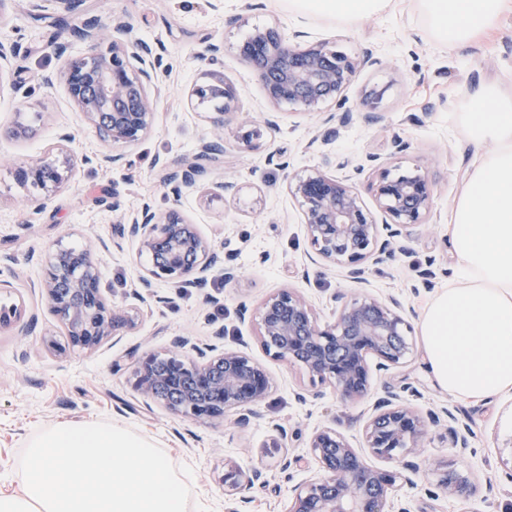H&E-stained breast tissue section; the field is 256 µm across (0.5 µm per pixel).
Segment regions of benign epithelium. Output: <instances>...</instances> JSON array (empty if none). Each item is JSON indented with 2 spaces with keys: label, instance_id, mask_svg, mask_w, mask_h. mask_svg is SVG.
I'll return each instance as SVG.
<instances>
[{
  "label": "benign epithelium",
  "instance_id": "obj_1",
  "mask_svg": "<svg viewBox=\"0 0 512 512\" xmlns=\"http://www.w3.org/2000/svg\"><path fill=\"white\" fill-rule=\"evenodd\" d=\"M43 1L60 14H70L79 5V0H30L35 9L42 8ZM113 31L118 37L112 39V48L106 54L99 53L92 43L102 35V28L94 22L86 23L83 35L91 43L89 51L66 60L58 78L76 109L105 141L132 145L144 138L154 124L151 88L155 59L151 47L133 37L130 28L118 23ZM237 50L254 66L272 106L297 105L307 112H318L326 103L341 97L358 71L378 63L369 49L351 58L325 44L301 47L286 41L275 26L256 30ZM189 98L220 100L222 105L213 119L212 136L203 144L197 160L183 163L181 174L174 175L183 185L195 183L203 174L201 160L223 153L224 115L234 109L236 92L223 76L215 75L211 82L193 87ZM326 164L334 166L335 173L316 169L291 174L288 189L302 206L317 259L327 266L345 265L348 279L362 283L365 262L380 264L397 250L407 252L406 242L414 229L433 210L434 191L428 178L418 171L394 177L383 172L375 188L379 208L389 218L385 222L386 237L382 238L355 188V176L363 168L352 167L349 161L338 158L328 159ZM18 178L44 189L62 180L56 166L42 160L21 167ZM117 225L122 234L137 240L140 252L152 257V266L140 279L147 293H138L146 305L161 301L148 291L153 279L167 280L179 289L196 288L219 266L224 270V281L235 277L234 267L221 265L211 242L175 208L156 212L145 206L121 216ZM43 288L74 348L92 351L107 338L118 335L119 330H131L136 325L134 313L105 296L95 246L78 253L57 249ZM336 300L341 302L336 322L323 328L302 296L291 289H281L260 306L258 336L273 357L299 365L311 381L328 383L341 398L355 400L370 394L368 357L377 359L379 370L406 363L412 348V326L395 298L361 294L346 301L338 295ZM198 355L197 362L186 361L177 354L167 356L169 370L164 374L157 369L156 356H143L135 370V389L147 399L159 400L163 389L176 384L179 396L164 400L166 407L202 422L230 412L239 413L240 421L257 416L254 407L266 399L270 389L264 367L236 349L218 353L212 348L200 349ZM443 420L456 443L468 447L471 429L459 426L451 410L424 414L390 389L375 398L372 415L365 424L367 447L381 457H402L400 472L367 464L333 428L316 431L307 448L319 470L295 489L289 512H391L392 487L399 479L414 484L413 476L419 472L415 457L423 447L429 425ZM435 471L439 487L448 495L472 492L453 466L438 463ZM265 484L259 470L247 475L231 464L224 465L226 492Z\"/></svg>",
  "mask_w": 512,
  "mask_h": 512
}]
</instances>
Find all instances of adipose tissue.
Segmentation results:
<instances>
[{
  "label": "adipose tissue",
  "mask_w": 512,
  "mask_h": 512,
  "mask_svg": "<svg viewBox=\"0 0 512 512\" xmlns=\"http://www.w3.org/2000/svg\"><path fill=\"white\" fill-rule=\"evenodd\" d=\"M512 0H423L445 42L492 27ZM303 13L351 19L384 0H289ZM470 141L496 150L472 173L449 226L460 281L441 289L420 322L428 367L449 394L482 400L512 391V98L488 89L463 117Z\"/></svg>",
  "instance_id": "1"
}]
</instances>
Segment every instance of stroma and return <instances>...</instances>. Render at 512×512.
<instances>
[{"instance_id": "stroma-1", "label": "stroma", "mask_w": 512, "mask_h": 512, "mask_svg": "<svg viewBox=\"0 0 512 512\" xmlns=\"http://www.w3.org/2000/svg\"><path fill=\"white\" fill-rule=\"evenodd\" d=\"M81 0L77 12L60 16L33 10L28 0H6L0 7V43L17 45L4 88L0 89V308H18L20 316L0 324V493L18 494L19 456L39 430L52 425L107 421L134 430L158 444L175 466L194 469L188 512H288L294 490L307 482L318 464L308 457L310 436L331 427L373 466L389 470L400 460L373 455L364 424L370 402L344 400L326 384L311 382L297 365L265 352L257 338L258 320L240 322L238 309L258 311L273 292L290 288L311 305L320 326L334 324L336 294L351 298L358 287L344 266L311 263L312 248L302 207L287 188L286 171L320 169L329 155L363 165L356 187L373 219L381 213L374 196L382 170L421 169L434 188V208L404 254L370 266L364 290L394 295L421 316L438 290L456 279V259L448 226L452 206L473 171L492 147L472 144L462 116L480 89L494 87L512 97V8L494 28L464 43H442L432 32L421 0H388L385 10L352 20L300 13L286 0ZM88 19L103 28L122 23L148 43L156 56L160 94L151 132L140 142L120 146L123 165L97 166L91 159L107 151L105 143L77 112L62 83L46 85L64 57L87 53L78 28ZM273 24L285 37L308 32L311 41L355 55L372 50L378 63L357 73L340 100L326 112L351 113V123L330 143L316 141L321 115L296 106L272 108L252 67L236 52L255 28ZM67 46L58 56L57 43ZM223 43L224 54L210 62L207 47ZM223 72L237 93L236 108L224 117V154L207 174L179 194L165 184L164 166L192 157L211 135L214 107L189 101L188 91L205 73ZM381 91L377 122L363 119L361 101L370 89ZM260 125L250 145L241 136L248 121ZM25 128L22 136L8 129ZM72 132V142L61 141ZM404 149H397L396 140ZM380 155L382 166L367 164ZM36 160L55 162L65 176L53 192L18 180L20 166ZM236 182L234 196L217 194L216 185ZM163 211L177 207L196 224L215 250L230 259L239 275L224 281L213 273L200 287L185 291L157 280L162 301L153 306L138 297L139 279L150 265L131 238L118 237L119 214L143 204ZM106 240L101 271L114 303L137 312L135 329L91 351L54 350L66 331L41 288L56 249H84ZM433 267L432 287H419L418 273ZM187 340L194 347L247 352L266 369L271 382L259 415L246 422L230 413L203 423L173 414L158 402L147 403L133 388V371L143 353L159 356ZM415 347L406 364L373 372L372 391L411 384L413 405L421 410L456 409L471 423L475 437L460 453L447 430L430 427L416 485L396 482L395 507L408 512H512V392L488 402L457 398L434 382ZM304 456L308 465L282 470L284 456ZM434 461L454 464L475 488L468 497H452L436 488ZM243 472L263 470L268 486L234 495L224 492V465Z\"/></svg>"}]
</instances>
